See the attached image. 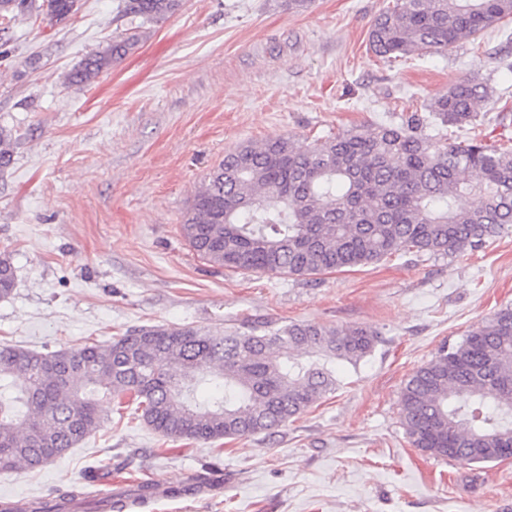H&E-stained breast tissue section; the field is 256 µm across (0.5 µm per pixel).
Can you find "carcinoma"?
I'll return each mask as SVG.
<instances>
[{"label":"carcinoma","mask_w":512,"mask_h":512,"mask_svg":"<svg viewBox=\"0 0 512 512\" xmlns=\"http://www.w3.org/2000/svg\"><path fill=\"white\" fill-rule=\"evenodd\" d=\"M184 0H123L122 13L159 22ZM77 0H0V40L19 16L63 23ZM512 17V0H392L371 25L381 58L448 50ZM118 36L66 76L94 84L137 45ZM492 94L465 78L399 125L354 126L302 147L290 136L246 142L224 155L182 217L189 246L211 265L309 276L377 263L398 252L475 251L512 225V148L476 137L425 133L471 124ZM13 161L0 129V171ZM478 196L470 207L462 199ZM15 268L0 256V299ZM366 328L256 318L224 333L142 327L106 346L33 352L0 346V472L38 469L102 427L96 395L173 438L219 441L271 433L335 390L336 360L374 351ZM409 442L437 458L498 460L512 447V307L501 308L406 380L400 398ZM455 452L448 454V449ZM78 494L26 503L20 512H65Z\"/></svg>","instance_id":"obj_1"}]
</instances>
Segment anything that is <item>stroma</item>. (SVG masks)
I'll list each match as a JSON object with an SVG mask.
<instances>
[{
	"label": "stroma",
	"instance_id": "obj_1",
	"mask_svg": "<svg viewBox=\"0 0 512 512\" xmlns=\"http://www.w3.org/2000/svg\"><path fill=\"white\" fill-rule=\"evenodd\" d=\"M390 0H185L160 23L121 0H78L66 24L16 22L0 59V128L15 142L0 172V255L16 270L0 299V341L45 352L141 326L220 331L251 318L365 327L378 342L337 385L272 435L165 438L119 419L35 470L0 472V500L72 487V512H101L117 474L166 486L221 482L145 512H512V460L426 455L401 420L405 380L441 344L462 341L512 305V228L450 256L404 254L364 267L289 276L212 266L187 243L182 214L209 169L245 141L301 143L356 126L398 124L473 77L512 78V18L448 51L390 62L369 47ZM139 44L90 88L66 82L118 34Z\"/></svg>",
	"mask_w": 512,
	"mask_h": 512
}]
</instances>
